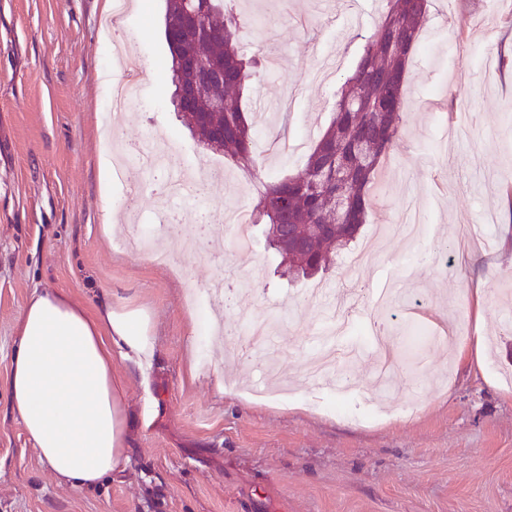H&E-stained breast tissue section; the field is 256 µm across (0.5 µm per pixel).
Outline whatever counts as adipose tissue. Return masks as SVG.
<instances>
[{"instance_id": "ef3b65f1", "label": "adipose tissue", "mask_w": 512, "mask_h": 512, "mask_svg": "<svg viewBox=\"0 0 512 512\" xmlns=\"http://www.w3.org/2000/svg\"><path fill=\"white\" fill-rule=\"evenodd\" d=\"M149 312L104 304L89 312L60 290L33 291L17 321L9 405L41 459L61 480L94 489L128 460L137 424L112 372L120 349L140 373L155 356Z\"/></svg>"}]
</instances>
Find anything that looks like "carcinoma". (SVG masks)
<instances>
[{
	"label": "carcinoma",
	"mask_w": 512,
	"mask_h": 512,
	"mask_svg": "<svg viewBox=\"0 0 512 512\" xmlns=\"http://www.w3.org/2000/svg\"><path fill=\"white\" fill-rule=\"evenodd\" d=\"M164 36L175 86V109L203 150L220 154L255 192L253 224H266L269 245L281 257L280 276L308 279L348 249L365 222L377 167L401 132L407 64L427 15V0H386L353 73L337 93L336 112L305 168L275 180L253 155L252 127L243 101L259 61L242 49V24L226 0H165ZM342 165L349 211L333 218L336 186L315 174Z\"/></svg>",
	"instance_id": "carcinoma-1"
}]
</instances>
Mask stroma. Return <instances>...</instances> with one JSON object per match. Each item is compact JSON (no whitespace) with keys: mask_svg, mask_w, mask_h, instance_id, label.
I'll return each mask as SVG.
<instances>
[{"mask_svg":"<svg viewBox=\"0 0 512 512\" xmlns=\"http://www.w3.org/2000/svg\"><path fill=\"white\" fill-rule=\"evenodd\" d=\"M106 0H0V512H512V0H429L408 74L402 133L381 162L360 239L368 258L337 261L321 284L381 320L394 362L360 328L342 337L356 355L332 374L350 388L308 380L314 339L328 316L310 281L279 279L261 225L242 245L220 213L251 211L250 186L223 156L202 152L175 114L163 62L164 0H130L105 29ZM247 52L267 61L247 95L256 155L283 178L302 170L329 124L336 92L379 18L372 0L347 24L325 0H233ZM139 35L138 105L104 123L109 82L124 79L112 43ZM336 47L327 80L310 78ZM168 141L183 167L213 173L205 193L162 210L172 168L138 162L101 186L113 140ZM419 207L416 242L382 235ZM195 232L196 252L168 243L167 262L131 252L106 218L161 213ZM223 279L229 297L197 305L189 284ZM482 288L475 310L466 287ZM66 291L87 310L102 295L153 318L148 377L120 354L112 370L125 400L154 414L131 435L129 460L101 488L62 483L33 448L8 402L17 318L33 290ZM284 318L277 350L227 360L245 315ZM483 338L484 358L454 341Z\"/></svg>","mask_w":512,"mask_h":512,"instance_id":"obj_1","label":"stroma"}]
</instances>
